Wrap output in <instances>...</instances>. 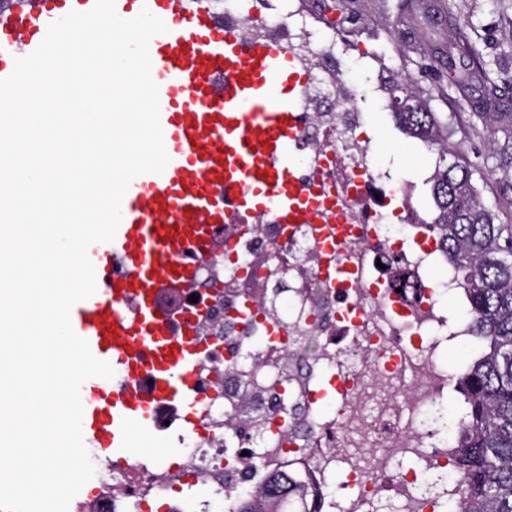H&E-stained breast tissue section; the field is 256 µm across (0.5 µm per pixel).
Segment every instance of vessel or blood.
I'll return each mask as SVG.
<instances>
[{
    "instance_id": "b4317fda",
    "label": "vessel or blood",
    "mask_w": 512,
    "mask_h": 512,
    "mask_svg": "<svg viewBox=\"0 0 512 512\" xmlns=\"http://www.w3.org/2000/svg\"><path fill=\"white\" fill-rule=\"evenodd\" d=\"M94 2L32 0L0 14V79L11 74L18 46L35 50L50 23ZM145 8L168 28L149 54L170 162L131 182L114 240L89 253L97 290L73 307L71 324L95 357L124 374L82 384L86 447L160 462L164 448L138 440L153 429L156 407L187 408L189 431L201 416L197 338L172 331L174 316L157 306V295L190 285L213 225L261 213L307 224L320 208L289 161L306 83L294 56L273 42H241L192 0H116L125 19Z\"/></svg>"
}]
</instances>
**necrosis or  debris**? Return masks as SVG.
<instances>
[{
  "instance_id": "4bbe7bcc",
  "label": "necrosis or debris",
  "mask_w": 512,
  "mask_h": 512,
  "mask_svg": "<svg viewBox=\"0 0 512 512\" xmlns=\"http://www.w3.org/2000/svg\"><path fill=\"white\" fill-rule=\"evenodd\" d=\"M268 9L254 0L250 38L276 40L310 75L291 152L332 206L311 224L214 225L192 286L158 298L200 338L203 424L179 434L181 461L165 469L94 457L95 491L75 512H146L152 499L165 512H241L237 490L291 466L304 476L303 512H374L387 488L410 512H448L447 355L468 335L448 306L457 285L412 185L374 159L361 85L331 83L343 51ZM396 196L401 207L389 209ZM296 336L321 344L290 365L282 349ZM402 457L434 472L439 489L394 472Z\"/></svg>"
}]
</instances>
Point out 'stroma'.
Returning <instances> with one entry per match:
<instances>
[{"instance_id":"35a3bbf8","label":"stroma","mask_w":512,"mask_h":512,"mask_svg":"<svg viewBox=\"0 0 512 512\" xmlns=\"http://www.w3.org/2000/svg\"><path fill=\"white\" fill-rule=\"evenodd\" d=\"M353 2L366 33L342 36L352 76L362 81L374 69H396L411 74L422 88H431L433 72L427 53L447 48L454 24H448L436 12L427 10L426 0ZM456 4L455 24L467 26L475 50L486 62V71L476 75L465 90L449 87L447 96L434 101L433 107L435 111L454 115L457 134L467 135L468 158L483 177V200L491 205L503 192L502 169L487 147L490 130L477 127L470 103L482 96L487 79L512 76V9L500 8L499 0H456ZM377 28L394 31L407 49V59L398 57L392 42L368 38V31ZM363 108L371 119L366 134L375 155L381 163L391 165L414 183L413 202L424 205L427 199L425 180L432 170L430 161L421 156L411 139L379 114L374 98H366Z\"/></svg>"}]
</instances>
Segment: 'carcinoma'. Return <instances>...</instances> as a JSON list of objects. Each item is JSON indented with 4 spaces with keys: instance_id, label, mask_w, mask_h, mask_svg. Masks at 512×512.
<instances>
[{
    "instance_id": "1",
    "label": "carcinoma",
    "mask_w": 512,
    "mask_h": 512,
    "mask_svg": "<svg viewBox=\"0 0 512 512\" xmlns=\"http://www.w3.org/2000/svg\"><path fill=\"white\" fill-rule=\"evenodd\" d=\"M456 56L483 69L463 27L448 45V60ZM430 102L406 83L394 95L392 116L433 159L429 222L471 319L472 348L449 373L460 395L453 413L455 512H512V224L501 218L512 199L485 204L466 141L454 139L452 119L432 111ZM292 482L286 472L273 473L264 489L245 495L249 512H276V494Z\"/></svg>"
}]
</instances>
